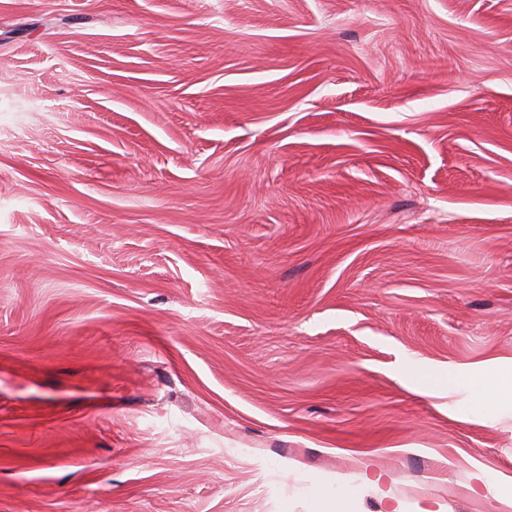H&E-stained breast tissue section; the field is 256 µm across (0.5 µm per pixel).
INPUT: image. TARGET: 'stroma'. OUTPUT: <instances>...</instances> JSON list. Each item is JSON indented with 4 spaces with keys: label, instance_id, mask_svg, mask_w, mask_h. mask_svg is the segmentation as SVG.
I'll return each mask as SVG.
<instances>
[{
    "label": "stroma",
    "instance_id": "35a3bbf8",
    "mask_svg": "<svg viewBox=\"0 0 512 512\" xmlns=\"http://www.w3.org/2000/svg\"><path fill=\"white\" fill-rule=\"evenodd\" d=\"M512 0H0V512H500ZM470 389L481 409L493 412L510 404L512 410V365L491 378L472 379Z\"/></svg>",
    "mask_w": 512,
    "mask_h": 512
}]
</instances>
